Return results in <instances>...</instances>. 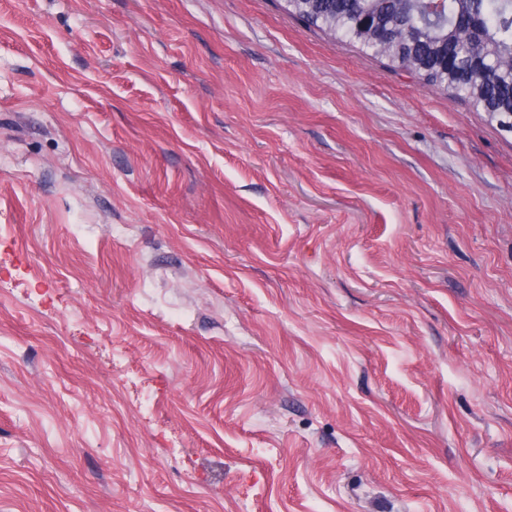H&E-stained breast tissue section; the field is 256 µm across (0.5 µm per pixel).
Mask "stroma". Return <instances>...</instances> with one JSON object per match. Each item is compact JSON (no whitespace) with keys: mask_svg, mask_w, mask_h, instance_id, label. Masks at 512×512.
Wrapping results in <instances>:
<instances>
[{"mask_svg":"<svg viewBox=\"0 0 512 512\" xmlns=\"http://www.w3.org/2000/svg\"><path fill=\"white\" fill-rule=\"evenodd\" d=\"M0 512H512V131L281 0H0Z\"/></svg>","mask_w":512,"mask_h":512,"instance_id":"35a3bbf8","label":"stroma"}]
</instances>
